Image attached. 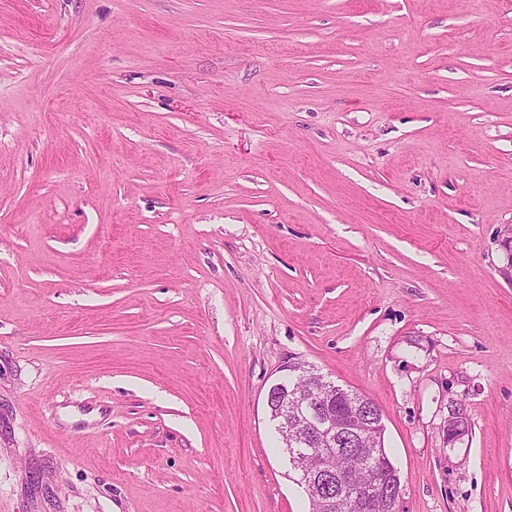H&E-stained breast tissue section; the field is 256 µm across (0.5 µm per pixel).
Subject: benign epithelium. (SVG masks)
<instances>
[{
  "label": "benign epithelium",
  "mask_w": 512,
  "mask_h": 512,
  "mask_svg": "<svg viewBox=\"0 0 512 512\" xmlns=\"http://www.w3.org/2000/svg\"><path fill=\"white\" fill-rule=\"evenodd\" d=\"M310 377L312 383L319 387L321 396L312 393L301 401L296 400L295 390L291 389L285 375L269 387L267 409L282 437H288L290 431L294 433L293 446L311 448L324 456H331L336 454V447L347 444L355 436L357 424L368 426V422L374 419V413L370 408L347 411L343 407H336V397L343 392L342 387L320 373H312ZM303 458L304 453L296 452L291 455L290 461L294 469L300 472L309 493L326 497L330 505L335 504L336 497L347 491L360 498L367 507L381 493L401 494L399 490L393 491V484L382 469H371L368 481L353 486L346 474L326 471L308 473Z\"/></svg>",
  "instance_id": "7a95c632"
}]
</instances>
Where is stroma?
<instances>
[{
  "instance_id": "stroma-1",
  "label": "stroma",
  "mask_w": 512,
  "mask_h": 512,
  "mask_svg": "<svg viewBox=\"0 0 512 512\" xmlns=\"http://www.w3.org/2000/svg\"><path fill=\"white\" fill-rule=\"evenodd\" d=\"M510 226L512 0H0V512H308L294 361L512 512Z\"/></svg>"
}]
</instances>
